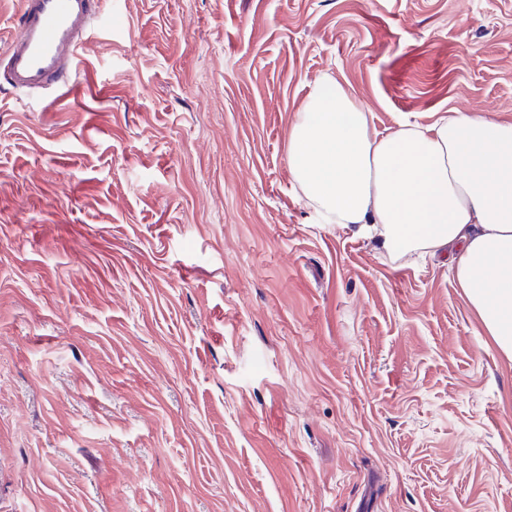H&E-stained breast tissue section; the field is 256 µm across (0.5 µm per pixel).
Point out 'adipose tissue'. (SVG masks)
Returning a JSON list of instances; mask_svg holds the SVG:
<instances>
[{
    "mask_svg": "<svg viewBox=\"0 0 512 512\" xmlns=\"http://www.w3.org/2000/svg\"><path fill=\"white\" fill-rule=\"evenodd\" d=\"M288 167L322 223L394 259L446 256L512 360V124L455 111L382 136L325 76L290 128Z\"/></svg>",
    "mask_w": 512,
    "mask_h": 512,
    "instance_id": "obj_1",
    "label": "adipose tissue"
}]
</instances>
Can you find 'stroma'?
Segmentation results:
<instances>
[{"instance_id": "stroma-1", "label": "stroma", "mask_w": 512, "mask_h": 512, "mask_svg": "<svg viewBox=\"0 0 512 512\" xmlns=\"http://www.w3.org/2000/svg\"><path fill=\"white\" fill-rule=\"evenodd\" d=\"M0 76V512H512V361L444 259L320 223L288 134L512 123V0H101ZM98 0H21L18 33L0 56L9 85L54 99L83 93L76 75L80 52L98 31Z\"/></svg>"}]
</instances>
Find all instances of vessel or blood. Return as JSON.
<instances>
[{"label": "vessel or blood", "mask_w": 512, "mask_h": 512, "mask_svg": "<svg viewBox=\"0 0 512 512\" xmlns=\"http://www.w3.org/2000/svg\"><path fill=\"white\" fill-rule=\"evenodd\" d=\"M98 0H21L18 33L0 54L9 85L28 93L75 99L79 55L94 41Z\"/></svg>", "instance_id": "b4317fda"}]
</instances>
